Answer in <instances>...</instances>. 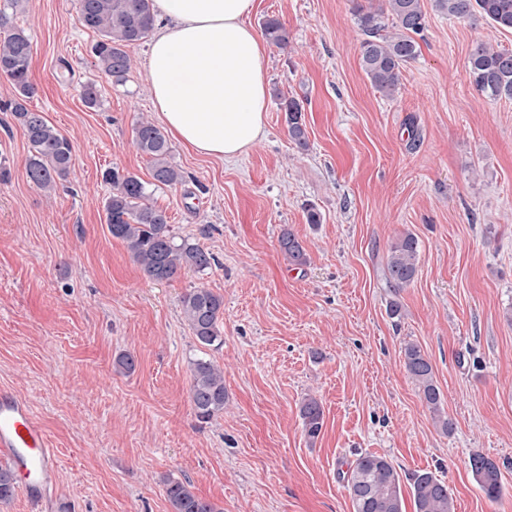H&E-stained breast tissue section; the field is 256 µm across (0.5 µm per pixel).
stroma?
I'll list each match as a JSON object with an SVG mask.
<instances>
[{
  "label": "stroma",
  "instance_id": "35a3bbf8",
  "mask_svg": "<svg viewBox=\"0 0 512 512\" xmlns=\"http://www.w3.org/2000/svg\"><path fill=\"white\" fill-rule=\"evenodd\" d=\"M74 3L24 0L9 15L32 44L27 106L72 144L54 190L30 182L31 146L0 109V390L29 401L57 451L59 512H171V481L221 512H353L342 476L365 452L404 476L435 473L456 512H512V100L482 97L467 74L476 41L512 50V32L423 0L417 56L389 99L360 66L356 19L383 0H257L251 25L278 18L289 38L268 52L264 136L232 160L172 142L184 180L157 186L132 144L139 121L159 120L148 44L127 47V78L112 83ZM289 99L303 108V149ZM112 167L148 183L176 236L213 254L209 269L144 275L107 229ZM285 225L304 266L280 251ZM406 232L418 273L395 295L385 262ZM195 287L224 298L220 346L201 347L183 317ZM409 342L433 366L452 433L404 368ZM123 353L134 372L117 368ZM199 358L224 371V410L207 422L189 397ZM309 396L324 411L313 442L299 415ZM476 452L499 467L498 501L472 475ZM283 108L289 136L299 147H306V126L302 106L291 99L284 103Z\"/></svg>",
  "mask_w": 512,
  "mask_h": 512
}]
</instances>
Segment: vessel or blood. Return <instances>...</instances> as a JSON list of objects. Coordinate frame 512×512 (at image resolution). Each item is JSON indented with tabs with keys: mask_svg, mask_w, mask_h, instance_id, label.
<instances>
[{
	"mask_svg": "<svg viewBox=\"0 0 512 512\" xmlns=\"http://www.w3.org/2000/svg\"><path fill=\"white\" fill-rule=\"evenodd\" d=\"M0 454L9 458L24 497L37 512H52L59 481V460L29 403L0 392Z\"/></svg>",
	"mask_w": 512,
	"mask_h": 512,
	"instance_id": "vessel-or-blood-1",
	"label": "vessel or blood"
}]
</instances>
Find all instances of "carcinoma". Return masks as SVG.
<instances>
[{"instance_id": "carcinoma-1", "label": "carcinoma", "mask_w": 512, "mask_h": 512, "mask_svg": "<svg viewBox=\"0 0 512 512\" xmlns=\"http://www.w3.org/2000/svg\"><path fill=\"white\" fill-rule=\"evenodd\" d=\"M437 6L458 19L478 14L495 28L512 32V0H437ZM76 10L82 25L101 36L92 47L95 66L113 81H124L130 69L125 47L146 39L154 29L153 0H76ZM387 15L398 34H382ZM424 18L422 0H385V6L378 10L357 9V24L364 35L361 68L373 87L386 97H392L397 90L402 66L417 55L412 35L423 32ZM8 22L5 12L0 11V30H5L0 36V74L11 80L17 92L5 110L22 125L31 146L29 179L36 187L50 191L69 174L72 145L42 113L26 106L34 92L30 78L31 41L24 30L7 28ZM262 32L270 44L278 48L288 46V30L280 20L267 19ZM468 77L486 98L512 99V51L483 41L476 43L469 54ZM284 112L291 139L302 148L307 146L302 106L291 99L284 103ZM134 145L148 157L157 183L171 186L183 181L182 172L168 160L169 142L154 123L141 121L136 125ZM105 180L112 184V193L105 201L108 230L126 245L149 279L165 281L182 267L204 271L211 266L214 257L210 252L186 239L176 240L166 212L148 202L149 192L140 178L114 169L105 172ZM279 246L290 265H306V250L292 230H281ZM418 260V240L412 233L403 234L391 245L385 275L393 291L414 281ZM182 307L189 329L201 346L223 343V296L209 288H193L183 296ZM403 362L441 430L451 433L453 423L441 416L442 394L429 359L417 345L408 343L403 350ZM224 399V371L209 359H197L192 369L190 400L198 420L207 422L224 411ZM300 417L306 436L315 441L323 426V411L316 398L303 401ZM469 465L480 490L489 500H498L501 483L497 464L475 453ZM343 479L354 512H405L401 475L387 457L361 454L350 464ZM409 480L414 512H455L451 490L443 479L423 471L409 475ZM14 493L12 471L0 467V502L9 500ZM167 497L173 512H219L214 504L179 481L168 482Z\"/></svg>"}]
</instances>
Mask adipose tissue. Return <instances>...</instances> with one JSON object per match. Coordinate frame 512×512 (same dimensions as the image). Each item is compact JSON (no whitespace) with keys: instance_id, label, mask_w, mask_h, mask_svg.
Wrapping results in <instances>:
<instances>
[{"instance_id":"1","label":"adipose tissue","mask_w":512,"mask_h":512,"mask_svg":"<svg viewBox=\"0 0 512 512\" xmlns=\"http://www.w3.org/2000/svg\"><path fill=\"white\" fill-rule=\"evenodd\" d=\"M256 0H154L146 64L161 122L183 145L221 159L265 133L266 42L249 18Z\"/></svg>"}]
</instances>
